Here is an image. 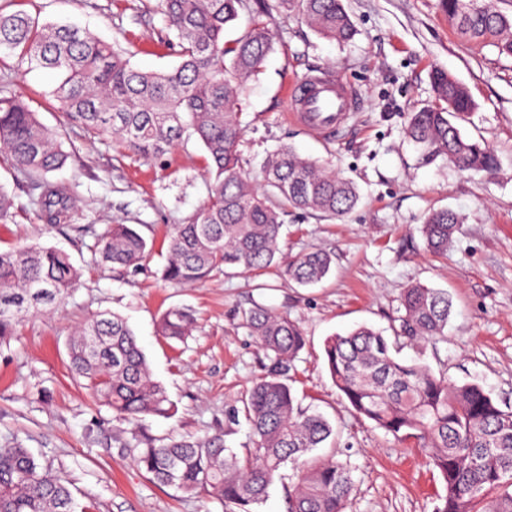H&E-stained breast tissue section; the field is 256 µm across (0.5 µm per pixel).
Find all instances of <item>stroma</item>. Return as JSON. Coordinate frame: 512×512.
<instances>
[{
	"label": "stroma",
	"mask_w": 512,
	"mask_h": 512,
	"mask_svg": "<svg viewBox=\"0 0 512 512\" xmlns=\"http://www.w3.org/2000/svg\"><path fill=\"white\" fill-rule=\"evenodd\" d=\"M155 0H15L13 7L43 22H67L126 50L146 71L178 61L161 43L163 19ZM356 26L340 44L315 34L299 17L272 25L274 47L242 100L246 127L245 171L262 184L261 164L278 147L328 162L351 179L360 201L351 212L325 219L289 212L283 258L323 249L333 255L328 278L300 286L272 270L218 272L202 284L174 287L161 278L168 225L180 223L204 202L203 149L189 140L160 161H142L110 139L88 141L69 124L51 97L54 72L0 57V77L40 121L61 130L72 148L54 179L77 186L75 224L48 229L26 206L32 186L0 162L5 185L20 211L0 226V249L40 243L67 252L83 276L50 313L27 317L0 343V448L19 443L40 463L67 475L75 498L91 512H224L220 501L189 496L152 482L129 460L110 454L107 438L127 429L74 380L67 340L102 312L125 317L135 331L154 379L167 389L174 411L149 417L141 431L153 438L204 436L231 426L227 447L243 452L252 437L246 421L227 414L260 374L265 357L240 316L262 304L296 319L306 345L291 371L303 408L323 414L336 430L328 455L350 469L348 512H432L443 486L413 443L359 419L336 389L324 357L328 336L359 325L392 335L404 310V288L424 284L452 300L445 340L404 346L457 384H476L501 406H512V56L458 37L439 0H344ZM442 70L469 92L474 107L462 133L487 143L497 173L463 171L437 158L422 163L405 130L412 112L434 104L431 73ZM328 72L357 93L363 106L344 132L325 138L288 119V86L308 73ZM461 214L447 254L428 252L420 226L433 210ZM128 224L153 243L136 268L102 263L97 235ZM173 306L194 311L185 340L157 332Z\"/></svg>",
	"instance_id": "stroma-1"
}]
</instances>
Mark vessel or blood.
I'll use <instances>...</instances> for the list:
<instances>
[{"instance_id": "1", "label": "vessel or blood", "mask_w": 512, "mask_h": 512, "mask_svg": "<svg viewBox=\"0 0 512 512\" xmlns=\"http://www.w3.org/2000/svg\"><path fill=\"white\" fill-rule=\"evenodd\" d=\"M290 119L324 137L337 136L350 113L361 107L358 96L333 76L320 73L300 78L287 92Z\"/></svg>"}]
</instances>
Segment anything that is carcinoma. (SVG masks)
I'll return each instance as SVG.
<instances>
[{
	"label": "carcinoma",
	"instance_id": "obj_1",
	"mask_svg": "<svg viewBox=\"0 0 512 512\" xmlns=\"http://www.w3.org/2000/svg\"><path fill=\"white\" fill-rule=\"evenodd\" d=\"M457 34L512 56V20L488 0H441ZM165 37H174L178 63L163 71L136 68L130 55L70 25L39 23L18 10L0 8V51L32 68L60 76L52 90L57 109L90 138L110 137L134 155L160 160L186 138L204 150L207 198L180 224L170 225L162 277L190 286L223 268L265 270L276 264L288 211L336 218L358 203L356 185L327 162L283 146L264 162V185L244 172L240 96L261 72L273 49L274 15L295 14L318 35L351 40L354 23L344 0H157ZM249 23L233 42L224 32L240 14ZM437 103L411 114L406 133L428 156H442L463 170L492 172V149L464 136L452 119L473 109L467 89L448 73L431 74ZM0 157L17 175L36 183L30 211L48 225L72 221L73 188L48 175L70 153L60 134L0 82ZM460 214L431 211L420 227L427 251L448 252ZM152 246L134 228L114 224L96 241L102 261L136 267ZM332 254L316 250L288 260L283 273L299 285L320 282ZM71 257L38 243L0 250V340L14 334L31 311H51L79 280ZM397 337L410 343L445 338L448 293L422 284L406 288ZM194 315L171 307L158 333L182 341ZM242 324L269 359L265 372L242 400L253 446L240 455L224 434L168 441L144 436L146 416H167L173 405L165 386L152 378L144 352L127 320L101 314L69 343V367L96 402L132 425L118 452L156 484L184 494L206 493L224 512H257L280 470L292 464L297 480L290 512H346L352 492L349 469L312 454L332 434L320 414L302 409L288 373L305 346L299 322L261 305L242 312ZM336 388L361 418L402 441L412 440L441 477L444 492L434 512H512V410H504L476 384L458 385L418 360H401L388 339L361 325L324 344ZM0 512H85L67 479L41 466L22 445L0 448Z\"/></svg>",
	"mask_w": 512,
	"mask_h": 512
}]
</instances>
